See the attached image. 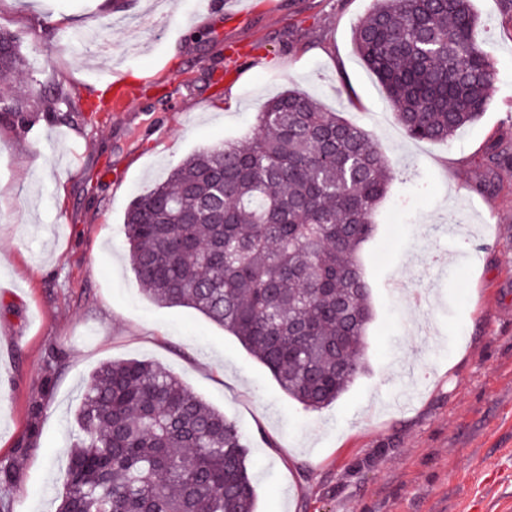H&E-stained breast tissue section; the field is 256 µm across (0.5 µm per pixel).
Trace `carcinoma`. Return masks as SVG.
Instances as JSON below:
<instances>
[{
  "instance_id": "obj_1",
  "label": "carcinoma",
  "mask_w": 512,
  "mask_h": 512,
  "mask_svg": "<svg viewBox=\"0 0 512 512\" xmlns=\"http://www.w3.org/2000/svg\"><path fill=\"white\" fill-rule=\"evenodd\" d=\"M478 25L474 0H372L356 26L355 52L410 138L447 141L484 112L497 66ZM26 75L0 29V77ZM32 107L23 91L0 96V121ZM61 110L81 108L55 81ZM396 179L360 124L290 89L261 107L254 135L187 156L131 201V269L154 303L196 310L323 409L362 367L373 310L359 251ZM76 420L56 512H255L238 426L164 367L103 364Z\"/></svg>"
}]
</instances>
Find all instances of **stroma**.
I'll use <instances>...</instances> for the list:
<instances>
[{
    "label": "stroma",
    "mask_w": 512,
    "mask_h": 512,
    "mask_svg": "<svg viewBox=\"0 0 512 512\" xmlns=\"http://www.w3.org/2000/svg\"><path fill=\"white\" fill-rule=\"evenodd\" d=\"M0 0L34 110L0 123V462L11 512H55L88 376L159 363L244 433L257 512H512V0H476L498 74L480 119L412 140L353 50L372 0ZM66 81L85 111L45 97ZM295 87L359 122L399 171L361 259L363 370L305 410L234 336L148 299L131 200L186 156L251 135ZM414 397L395 405L402 364Z\"/></svg>",
    "instance_id": "stroma-1"
}]
</instances>
